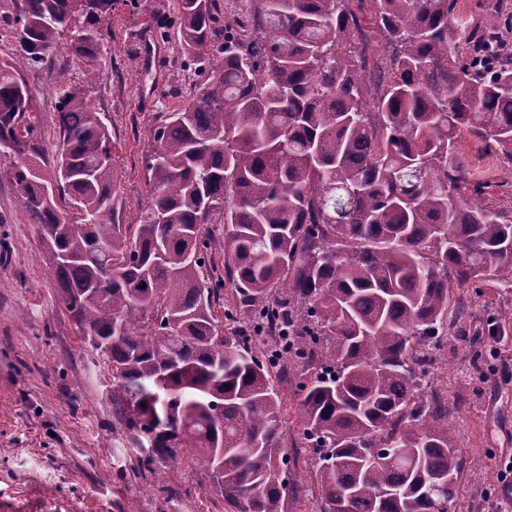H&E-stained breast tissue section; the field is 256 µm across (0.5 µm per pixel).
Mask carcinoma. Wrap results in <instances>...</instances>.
Returning a JSON list of instances; mask_svg holds the SVG:
<instances>
[{
  "label": "carcinoma",
  "instance_id": "1",
  "mask_svg": "<svg viewBox=\"0 0 512 512\" xmlns=\"http://www.w3.org/2000/svg\"><path fill=\"white\" fill-rule=\"evenodd\" d=\"M251 2L245 23L219 0H176L181 67L199 81L149 130L137 224L82 89L59 70L49 155L25 79L1 61L0 158L17 204L79 333L104 346L112 406L154 482L163 463L198 456L236 512H284L287 464L307 448L323 512H448L467 466L457 406L424 383L466 314L449 311L451 289L512 288V212L481 203L491 183L455 146L465 130L512 158V0L478 16L458 0H369L386 45L372 66L364 0ZM13 4L19 62L67 51L98 81L116 0ZM33 167L66 170L55 199L41 200ZM73 202L76 232L62 225ZM240 316L292 345L289 446L275 365L250 331L218 334ZM477 342L460 335L461 359L484 379Z\"/></svg>",
  "mask_w": 512,
  "mask_h": 512
}]
</instances>
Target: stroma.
Returning <instances> with one entry per match:
<instances>
[{"mask_svg": "<svg viewBox=\"0 0 512 512\" xmlns=\"http://www.w3.org/2000/svg\"><path fill=\"white\" fill-rule=\"evenodd\" d=\"M173 0L117 4L105 24L110 59L89 104L104 112L115 144L124 218L135 221L146 198L144 154L157 115L180 107L192 77L179 68L170 20ZM23 75L36 102L42 145L58 148L59 79L55 68ZM460 153L492 184L487 203L512 210V160L485 155L469 134ZM497 372L479 379L449 354L429 372L458 411L456 446L468 466L449 512H512V504L480 496L498 483L499 461L512 455V335L490 339ZM109 373L79 336L58 298L36 225L16 205L0 174V512H232L205 464L167 463L166 480L138 477L142 454L119 425L107 397ZM299 490L286 512H321L323 499L309 452L295 469Z\"/></svg>", "mask_w": 512, "mask_h": 512, "instance_id": "1", "label": "stroma"}]
</instances>
